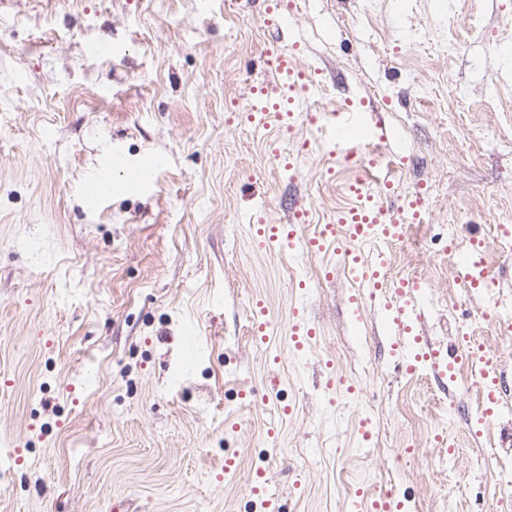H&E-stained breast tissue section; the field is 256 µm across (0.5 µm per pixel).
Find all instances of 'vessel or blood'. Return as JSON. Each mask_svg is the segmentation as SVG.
I'll list each match as a JSON object with an SVG mask.
<instances>
[{
    "label": "vessel or blood",
    "mask_w": 512,
    "mask_h": 512,
    "mask_svg": "<svg viewBox=\"0 0 512 512\" xmlns=\"http://www.w3.org/2000/svg\"><path fill=\"white\" fill-rule=\"evenodd\" d=\"M263 55L289 110L281 112L278 105L259 99L250 106V121L262 125L272 116L282 124L309 115L313 101L323 90L320 78L298 70L293 56L277 43H268ZM322 126L337 157L363 156L368 140L386 138L384 120L365 110L330 113ZM349 192L352 204L339 210L334 223L323 225L319 232L306 235L299 224H256L252 227L255 242L259 248L268 250L299 248L309 253L330 251L340 256L355 285L354 301L367 299L376 303L382 329L386 336L394 339L401 367L411 369L410 347L417 340L415 328L423 316L425 297L417 278L405 276L387 281V246L404 241L408 226L421 221L420 198L414 195L392 203L390 198L377 193L373 182L367 180L351 184ZM111 196L109 178L94 175L86 190L85 206L88 210H97ZM482 247V241L476 240L470 250L458 255L456 278L462 287L482 289L484 312L491 315L500 311L499 283L480 271ZM473 365L483 389L486 415L501 414L502 381L496 359L485 354L474 360ZM361 497L367 512H400L402 508L401 502L389 495L366 490Z\"/></svg>",
    "instance_id": "vessel-or-blood-1"
}]
</instances>
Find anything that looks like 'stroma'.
I'll return each instance as SVG.
<instances>
[{
	"label": "stroma",
	"instance_id": "obj_1",
	"mask_svg": "<svg viewBox=\"0 0 512 512\" xmlns=\"http://www.w3.org/2000/svg\"><path fill=\"white\" fill-rule=\"evenodd\" d=\"M270 3L0 0V512H263L259 470L281 512H350L358 487L391 484L403 512L512 498L491 481L512 465V415L482 420L474 369L396 371L370 302L327 278L336 256L261 251L248 224L300 206L313 233L359 179L421 192L425 221L388 276L421 280L423 345L479 337L512 405V329L482 317L442 251L481 239L490 275L512 280V0H290L281 28ZM273 40L320 74L316 112L377 106L395 149L337 159L301 116L276 162L243 117ZM97 42L116 55L92 57ZM116 152L163 166L144 191L114 177L88 211ZM258 302L266 346L248 333ZM297 307L317 330L300 351ZM112 197L110 180L104 175L92 177L85 194V206L89 211H96Z\"/></svg>",
	"mask_w": 512,
	"mask_h": 512
}]
</instances>
